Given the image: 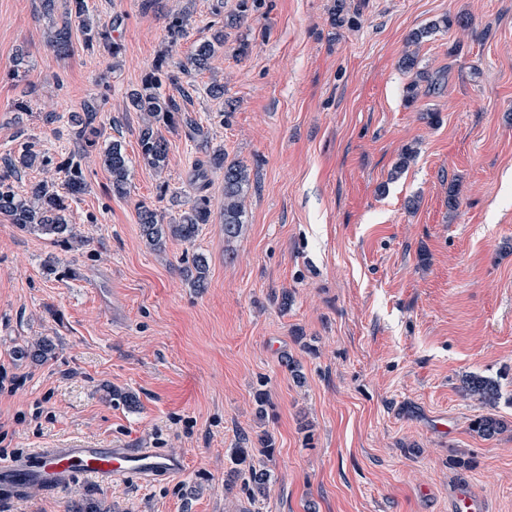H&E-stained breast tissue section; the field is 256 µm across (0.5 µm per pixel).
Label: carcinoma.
Masks as SVG:
<instances>
[{
  "mask_svg": "<svg viewBox=\"0 0 512 512\" xmlns=\"http://www.w3.org/2000/svg\"><path fill=\"white\" fill-rule=\"evenodd\" d=\"M188 7L182 6L170 11L171 21L168 27L170 43L175 44L186 34ZM242 15L230 13L224 17L223 26L211 30L194 51L184 61L175 62L167 55L159 58L155 73L145 80L138 89L127 95L128 108L140 113L142 121L138 129V141L143 162L160 172L167 159V144L158 131L163 124L174 127L183 124L201 138L206 132L196 119L186 113L174 96L164 90L163 79H168L175 88H180L179 77L169 68L177 69L181 74L203 72L211 67V61L224 49V29L241 25ZM462 25L461 17L453 20L443 17L429 26L417 29L408 35L407 42L418 44L440 28H449L453 24ZM78 28L85 42L94 45L106 44L112 57L119 56V44L109 41L105 25L99 17L90 13L86 0H70L69 8L61 21H51L48 28L47 44L57 54L65 56L70 51L72 28ZM417 57L406 53L400 59V68L413 72L416 79L407 87V97L414 100L419 82L425 79V73L416 70ZM99 112L95 104L86 102L81 110L68 116V124L76 139L85 143L87 148H98L103 168L111 178L112 193L127 194L131 159L122 145L114 141L105 147L97 146ZM82 153L72 154L67 160L57 163L52 157L38 148L34 141L25 142L16 152L0 157V214L8 217L15 227L23 232H40L64 242L83 246L87 243L74 230L70 223L66 201L76 199L88 191L89 185L82 168ZM212 168L224 171V234L236 236L246 214L245 203L250 186V176L245 166L239 163H226L224 151H213L209 158ZM28 170H39L44 177L29 184L25 193L15 189L19 176ZM138 220L142 236L148 247L154 251L164 250L168 239L192 242L198 235L201 225L210 221L211 210L203 195L196 196L188 203L178 217L164 221L163 213L158 209L141 203L137 207ZM186 280L194 288H204L207 284L208 262L206 257L197 254L192 263L183 269ZM465 394L493 407L500 397L496 382L478 375H470L464 381ZM508 425L494 414L489 413L475 419L471 429L479 436L490 440L506 431ZM232 460L236 465L233 476L241 480V486L252 500L266 496L272 474L264 467L253 464L250 449H235Z\"/></svg>",
  "mask_w": 512,
  "mask_h": 512,
  "instance_id": "cac0c4a2",
  "label": "carcinoma"
}]
</instances>
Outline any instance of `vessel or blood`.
I'll return each mask as SVG.
<instances>
[{"mask_svg": "<svg viewBox=\"0 0 512 512\" xmlns=\"http://www.w3.org/2000/svg\"><path fill=\"white\" fill-rule=\"evenodd\" d=\"M184 470L182 456L156 448L71 443L0 457V496L19 499L35 491H56L79 476L107 486L119 479H176Z\"/></svg>", "mask_w": 512, "mask_h": 512, "instance_id": "b4317fda", "label": "vessel or blood"}]
</instances>
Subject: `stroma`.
Returning a JSON list of instances; mask_svg holds the SVG:
<instances>
[{
  "label": "stroma",
  "mask_w": 512,
  "mask_h": 512,
  "mask_svg": "<svg viewBox=\"0 0 512 512\" xmlns=\"http://www.w3.org/2000/svg\"><path fill=\"white\" fill-rule=\"evenodd\" d=\"M240 3L192 0L173 45L172 0H87L121 53L76 30L62 59L39 0H0V155L34 138L67 159V117L93 100L101 142L132 161L120 198L85 159L89 189L70 203L85 246L0 215V373L19 383L0 390V451L121 442L186 461L176 480L81 477L1 500L0 512H72L86 498L112 512H451L463 489L487 512H512V0H345L341 26L334 0H260L211 70L188 79L185 107L208 140L160 126L168 157L156 173L126 95ZM445 16L468 24L421 43L430 80L407 101L406 37ZM216 80L220 99L207 93ZM24 100L30 111H18ZM219 147L250 176L232 238L223 172L192 185ZM200 193L211 218L196 239L149 250L138 203L171 219ZM197 254L209 266L201 290L181 274ZM41 338L52 356L21 357ZM468 374L498 383L495 407L463 396ZM489 412L511 428L486 440L471 423ZM265 433L274 448L253 458L272 482L254 502L224 479L242 438Z\"/></svg>",
  "instance_id": "stroma-1"
}]
</instances>
